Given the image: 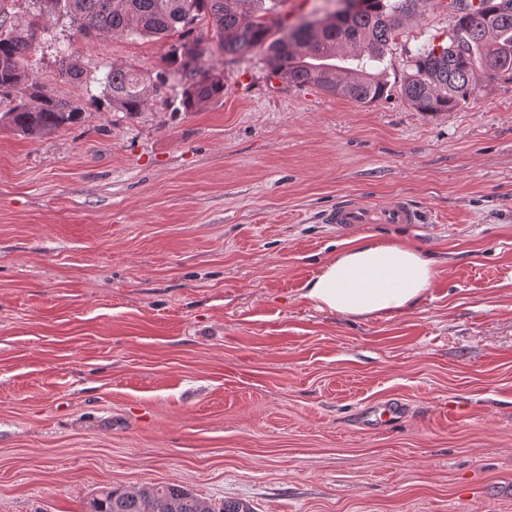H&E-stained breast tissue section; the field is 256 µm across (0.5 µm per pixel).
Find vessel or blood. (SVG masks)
Returning <instances> with one entry per match:
<instances>
[{
  "label": "vessel or blood",
  "instance_id": "obj_1",
  "mask_svg": "<svg viewBox=\"0 0 512 512\" xmlns=\"http://www.w3.org/2000/svg\"><path fill=\"white\" fill-rule=\"evenodd\" d=\"M325 220L344 230L354 224H418L422 216L418 208L404 197L379 205L349 198L330 210Z\"/></svg>",
  "mask_w": 512,
  "mask_h": 512
}]
</instances>
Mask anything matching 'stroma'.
<instances>
[{"instance_id":"35a3bbf8","label":"stroma","mask_w":512,"mask_h":512,"mask_svg":"<svg viewBox=\"0 0 512 512\" xmlns=\"http://www.w3.org/2000/svg\"><path fill=\"white\" fill-rule=\"evenodd\" d=\"M9 10L40 16L29 62L83 119L35 141L0 128V512L150 483L254 512H512V82L439 113L400 88L454 14L404 23L368 105L286 84L264 49L224 56L204 18L223 101L182 111L172 81L128 116L104 76L164 71L174 37L89 42L38 0ZM65 49L80 80L59 75ZM353 195L423 221L326 223ZM364 234L434 258L412 310L305 298ZM385 403L397 421L367 425Z\"/></svg>"}]
</instances>
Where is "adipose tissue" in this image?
Listing matches in <instances>:
<instances>
[{
  "label": "adipose tissue",
  "instance_id": "adipose-tissue-1",
  "mask_svg": "<svg viewBox=\"0 0 512 512\" xmlns=\"http://www.w3.org/2000/svg\"><path fill=\"white\" fill-rule=\"evenodd\" d=\"M437 270L421 250L372 236L353 240L304 285L317 309L343 316H391L421 302Z\"/></svg>",
  "mask_w": 512,
  "mask_h": 512
}]
</instances>
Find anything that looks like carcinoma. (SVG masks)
I'll return each mask as SVG.
<instances>
[{
    "label": "carcinoma",
    "instance_id": "1",
    "mask_svg": "<svg viewBox=\"0 0 512 512\" xmlns=\"http://www.w3.org/2000/svg\"><path fill=\"white\" fill-rule=\"evenodd\" d=\"M46 14L68 16L89 41L114 35L161 38L183 30L168 53V72L111 69L103 96L114 112L141 111L174 77L182 82L180 106L188 112L224 99V72L202 66L200 17H210L224 55L267 46L272 73L289 84H313L324 92L370 104L384 96L387 83L379 64L392 35L410 17H420L431 0H362L350 13L301 29L293 39H270L280 24V0H40ZM456 15L447 38L415 55L402 95L421 112H445L472 96L485 78L512 81V0H439ZM39 27L36 19L12 21L0 0V96L13 102L0 113V125L32 140L80 122L81 108L52 95L28 68V54ZM341 64L336 65L334 61ZM85 512H253L243 500L212 502L179 485L137 490L105 486L85 503Z\"/></svg>",
    "mask_w": 512,
    "mask_h": 512
}]
</instances>
